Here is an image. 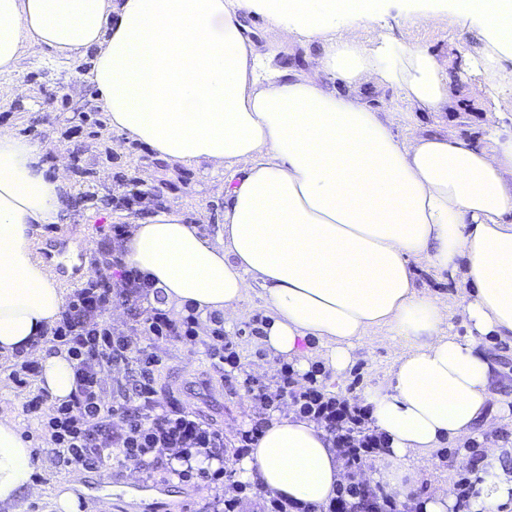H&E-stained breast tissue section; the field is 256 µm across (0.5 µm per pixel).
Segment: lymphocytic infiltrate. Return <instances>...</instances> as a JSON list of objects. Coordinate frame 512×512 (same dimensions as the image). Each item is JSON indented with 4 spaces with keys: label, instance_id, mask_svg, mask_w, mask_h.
Wrapping results in <instances>:
<instances>
[{
    "label": "lymphocytic infiltrate",
    "instance_id": "f902f5d3",
    "mask_svg": "<svg viewBox=\"0 0 512 512\" xmlns=\"http://www.w3.org/2000/svg\"><path fill=\"white\" fill-rule=\"evenodd\" d=\"M110 256L116 274H93L75 289L50 337L53 346L64 349L74 363L73 397L58 403L45 392H29L22 410L67 465L100 469L117 448L124 463L133 464L143 476L165 464L179 480L222 483L223 433L192 408L160 400L153 377L159 359L151 348L158 343L199 345L215 368H233L237 361L226 352L224 326L216 324L203 335L194 312L173 318L165 310L147 306L151 284L121 263L118 250H111ZM115 302L141 325L143 342L104 321V312ZM119 367L124 378H112ZM302 379L305 386L296 395L300 408L328 433H335L347 419L366 417V409L349 401L325 399L311 374Z\"/></svg>",
    "mask_w": 512,
    "mask_h": 512
}]
</instances>
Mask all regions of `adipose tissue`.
I'll return each mask as SVG.
<instances>
[{"label":"adipose tissue","instance_id":"ef3b65f1","mask_svg":"<svg viewBox=\"0 0 512 512\" xmlns=\"http://www.w3.org/2000/svg\"><path fill=\"white\" fill-rule=\"evenodd\" d=\"M381 0H0V75L17 71L26 45L93 53L90 82L113 130L169 163L237 166L224 187L222 245L167 205L122 241L164 304L232 322L252 286L271 316L261 342L306 369L319 342L335 373L356 340L385 325L410 346L387 389L362 397L388 444L379 479L406 497L401 461L472 435L499 380L486 340H512V131L497 110L484 136L432 133L395 139L394 107L357 94L363 84L399 91L423 112L449 109L450 59L387 35L361 45L358 22ZM261 16L308 48L311 76L271 65L246 35ZM459 26L478 23L480 78L468 100L502 90L512 61V0H454ZM65 182L31 140L0 128V353L50 331L66 299L33 249L38 227L66 207ZM461 274L466 336L448 328V301L415 288L411 259ZM40 387L53 400L75 389L65 350L38 347ZM35 450L22 425L0 414V506L32 489ZM469 512H504L512 475L498 452ZM240 475L317 512L342 482L330 434L305 416H273L257 432Z\"/></svg>","mask_w":512,"mask_h":512}]
</instances>
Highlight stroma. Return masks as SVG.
I'll return each mask as SVG.
<instances>
[{
  "label": "stroma",
  "mask_w": 512,
  "mask_h": 512,
  "mask_svg": "<svg viewBox=\"0 0 512 512\" xmlns=\"http://www.w3.org/2000/svg\"><path fill=\"white\" fill-rule=\"evenodd\" d=\"M415 0H385L380 17L373 26H355L351 34L361 42H368L377 33L405 38L438 55L455 57L458 82L476 78L472 60L483 46L479 27L461 28L452 24L448 15H439L424 27L410 30L403 27L405 13L415 8ZM246 24L255 48L260 54L276 53L279 58L302 59L303 46L284 40L261 18H248ZM94 55L86 53L76 57L49 56L38 47L26 48L18 73L0 76V126L17 135L38 143L44 161L55 163L64 159V172L69 180L70 194L86 190L87 181L80 177L79 168L94 172L98 182L111 185L114 195L127 194L128 189L116 185L112 176L117 163L135 167L140 190H147L158 180L169 181L167 202L178 205L194 223L202 236L218 243L223 220V196L217 189L219 177L210 165L178 164L158 166L153 154L141 144L126 140L124 136L104 126L99 138H90L86 129L73 127L65 120L62 110L64 99L92 98L94 89L88 80L93 68ZM482 114L475 107L454 104L444 113L404 112L395 115L392 130L399 140L410 138L412 129L438 132L466 140L481 138ZM150 200L141 197L124 212L113 211L99 202L86 203L81 208H67L58 223L42 226L36 235L37 243L65 240L68 257L58 273L65 293L81 286L91 270L92 256L89 245L105 246L112 241L113 224L134 223L149 213ZM418 290L448 295V322L454 333L465 335V317L456 299L463 288L460 277L429 266L425 261L413 259ZM270 310L260 289H253L240 305L239 313L224 335L236 353L239 373H246L266 383H276L283 364L282 358L270 355L259 337L253 336L248 326L253 320L268 319ZM406 341L393 335L386 327L371 329L357 341L353 362L342 374L326 367L320 354L308 360L311 368L320 372L319 379L325 392L344 398L364 392L387 388L396 359L405 351ZM154 350L161 363L154 368L155 387L164 396L181 399L194 408L200 417L215 425L224 434V465L236 466L235 453L238 438L258 414V404L244 389L228 390L221 372L213 368L202 348L160 343ZM490 351L501 368L498 395L489 407L486 427L477 436L460 439L449 448H437L422 458L409 457L403 461L404 469L418 473L419 480L408 506H417L423 495L443 491L452 492L462 469L471 467L489 451H497L502 459L512 464V412H504V405H512V344L498 341ZM9 359L0 355V400L5 411L21 421L36 448V470L33 480L36 493L24 494L14 512H53L51 499L56 484L75 483L81 488L80 498L95 504L96 512H129L130 502L161 499L174 512H199L220 491L219 486L195 479L188 483L158 471L151 478L139 477L130 466L114 464L108 468L110 486L101 489L98 471H84L64 464L48 450L39 436L36 425L22 412L24 393L8 379Z\"/></svg>",
  "instance_id": "1"
}]
</instances>
